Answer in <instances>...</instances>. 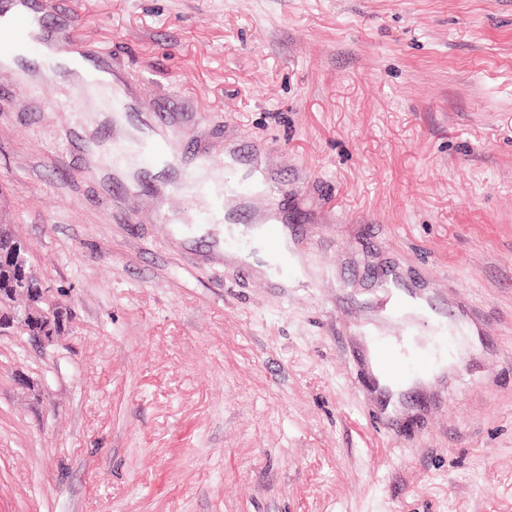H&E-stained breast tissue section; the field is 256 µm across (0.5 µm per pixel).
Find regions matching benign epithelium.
<instances>
[{
  "instance_id": "7a95c632",
  "label": "benign epithelium",
  "mask_w": 512,
  "mask_h": 512,
  "mask_svg": "<svg viewBox=\"0 0 512 512\" xmlns=\"http://www.w3.org/2000/svg\"><path fill=\"white\" fill-rule=\"evenodd\" d=\"M23 276L10 288L0 289V327L22 323L29 327L30 340L41 347L55 345L69 325V316L62 298L46 286L42 272L30 260V245L7 244Z\"/></svg>"
}]
</instances>
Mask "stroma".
I'll list each match as a JSON object with an SVG mask.
<instances>
[{"label": "stroma", "instance_id": "stroma-1", "mask_svg": "<svg viewBox=\"0 0 512 512\" xmlns=\"http://www.w3.org/2000/svg\"><path fill=\"white\" fill-rule=\"evenodd\" d=\"M128 93L0 68V221L71 323L0 332V512H512V0H55ZM174 113L311 270L225 261L209 189L138 212L94 146ZM175 223H159L158 208ZM397 278L445 319L386 316ZM453 367L387 414L365 339Z\"/></svg>", "mask_w": 512, "mask_h": 512}]
</instances>
